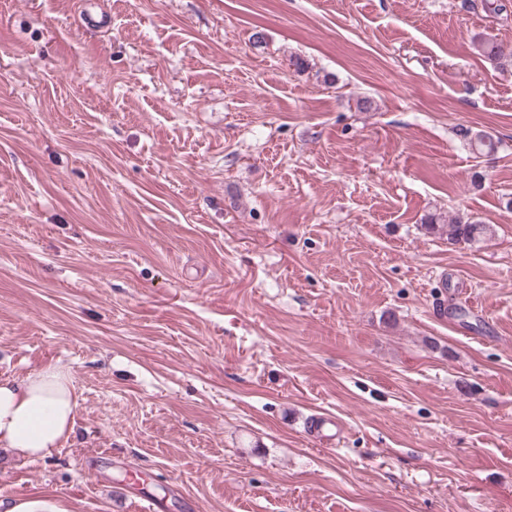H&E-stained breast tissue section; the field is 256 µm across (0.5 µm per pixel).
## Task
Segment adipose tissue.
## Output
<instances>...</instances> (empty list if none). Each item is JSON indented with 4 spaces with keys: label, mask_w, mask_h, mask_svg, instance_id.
<instances>
[{
    "label": "adipose tissue",
    "mask_w": 512,
    "mask_h": 512,
    "mask_svg": "<svg viewBox=\"0 0 512 512\" xmlns=\"http://www.w3.org/2000/svg\"><path fill=\"white\" fill-rule=\"evenodd\" d=\"M77 408L75 387L62 366L0 380V447L25 458L49 456L71 433Z\"/></svg>",
    "instance_id": "adipose-tissue-1"
}]
</instances>
